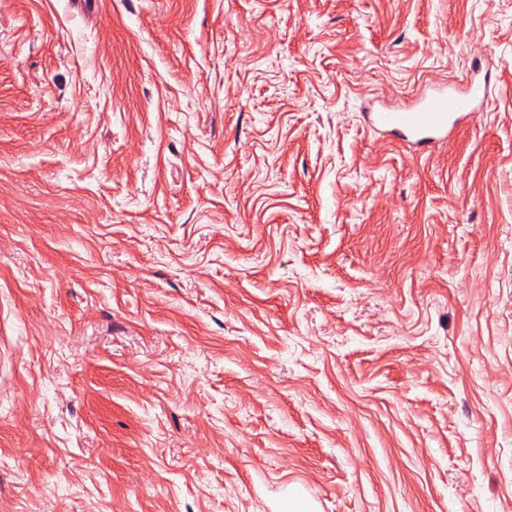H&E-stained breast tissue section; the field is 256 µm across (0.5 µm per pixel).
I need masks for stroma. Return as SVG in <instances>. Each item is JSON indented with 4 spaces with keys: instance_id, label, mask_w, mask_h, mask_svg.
Returning <instances> with one entry per match:
<instances>
[{
    "instance_id": "35a3bbf8",
    "label": "stroma",
    "mask_w": 512,
    "mask_h": 512,
    "mask_svg": "<svg viewBox=\"0 0 512 512\" xmlns=\"http://www.w3.org/2000/svg\"><path fill=\"white\" fill-rule=\"evenodd\" d=\"M292 501L512 512V0H0V512ZM488 97L487 80L470 77L458 84L437 83L411 105L372 112L378 132L392 135L423 154L478 112Z\"/></svg>"
}]
</instances>
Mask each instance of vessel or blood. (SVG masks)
Returning a JSON list of instances; mask_svg holds the SVG:
<instances>
[{
    "label": "vessel or blood",
    "mask_w": 512,
    "mask_h": 512,
    "mask_svg": "<svg viewBox=\"0 0 512 512\" xmlns=\"http://www.w3.org/2000/svg\"><path fill=\"white\" fill-rule=\"evenodd\" d=\"M488 96L486 81L472 77L457 84L437 83L411 105L373 113L378 132L392 135L415 152L445 140L465 119L473 117Z\"/></svg>",
    "instance_id": "vessel-or-blood-1"
}]
</instances>
